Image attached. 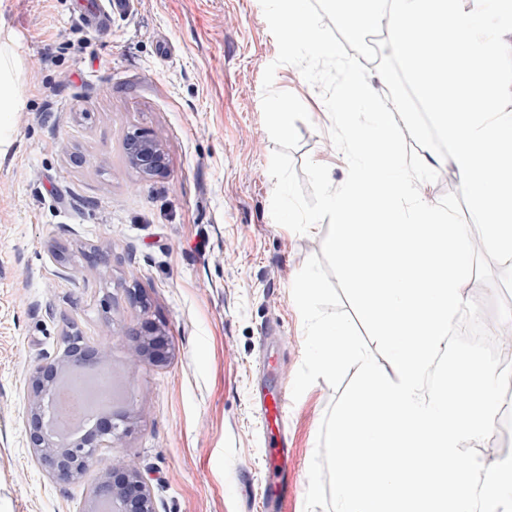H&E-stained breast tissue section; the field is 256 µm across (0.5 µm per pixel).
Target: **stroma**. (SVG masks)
Wrapping results in <instances>:
<instances>
[{"mask_svg": "<svg viewBox=\"0 0 512 512\" xmlns=\"http://www.w3.org/2000/svg\"><path fill=\"white\" fill-rule=\"evenodd\" d=\"M79 31L82 49L61 52ZM0 46L19 69L0 153V512H81L118 458L138 463L158 512H263L267 424L255 395L264 365L291 378L302 363L291 287L329 225L300 235L271 215L275 144L261 100L278 47L259 0H133L107 38L72 0H0ZM274 86L310 116L296 124L295 166L310 159L344 181L318 88L291 65ZM136 129L163 143L166 176L127 166L123 142ZM108 320L120 335L107 342ZM148 322L165 328L169 357L135 367L129 347ZM70 323L89 345L107 343L129 428L81 482L61 485L31 459L23 385L62 351ZM335 395L320 379L287 404L296 490L281 512H305Z\"/></svg>", "mask_w": 512, "mask_h": 512, "instance_id": "obj_1", "label": "stroma"}]
</instances>
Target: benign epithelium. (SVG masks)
I'll return each mask as SVG.
<instances>
[{
    "label": "benign epithelium",
    "instance_id": "1",
    "mask_svg": "<svg viewBox=\"0 0 512 512\" xmlns=\"http://www.w3.org/2000/svg\"><path fill=\"white\" fill-rule=\"evenodd\" d=\"M129 139L133 143L127 155V165L131 169L143 179L165 173L167 157L159 139L143 131L134 132ZM168 356L166 331L159 325L147 326L131 348L135 364L163 363ZM73 365L65 351L38 362L31 368L24 389L32 456L50 478L63 484L80 482L89 462L97 458L98 450L112 448L122 436L117 424L106 425L101 434L68 445L57 444L44 433L43 409L53 379L59 371ZM103 492L112 494L115 512H157L149 485L138 465L131 460L114 462L104 471L100 484L86 500L85 512H95V501Z\"/></svg>",
    "mask_w": 512,
    "mask_h": 512
}]
</instances>
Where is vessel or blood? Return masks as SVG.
<instances>
[{"instance_id":"1","label":"vessel or blood","mask_w":512,"mask_h":512,"mask_svg":"<svg viewBox=\"0 0 512 512\" xmlns=\"http://www.w3.org/2000/svg\"><path fill=\"white\" fill-rule=\"evenodd\" d=\"M130 0H74V10L84 20L93 23L96 32L105 34L112 29L113 14L125 12ZM288 388L278 383L276 390L261 392L259 405L267 422V446L275 470L272 482L266 485L265 497L283 499L293 489L288 479V438L284 432Z\"/></svg>"}]
</instances>
